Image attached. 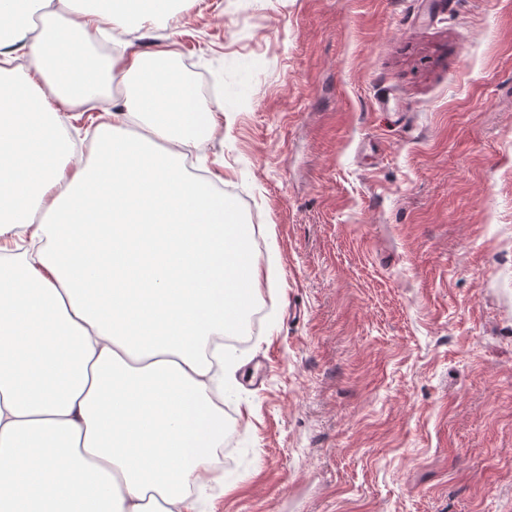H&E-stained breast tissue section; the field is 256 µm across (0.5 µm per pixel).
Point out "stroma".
<instances>
[{
    "label": "stroma",
    "instance_id": "stroma-1",
    "mask_svg": "<svg viewBox=\"0 0 512 512\" xmlns=\"http://www.w3.org/2000/svg\"><path fill=\"white\" fill-rule=\"evenodd\" d=\"M262 316L199 512H512V0H195Z\"/></svg>",
    "mask_w": 512,
    "mask_h": 512
}]
</instances>
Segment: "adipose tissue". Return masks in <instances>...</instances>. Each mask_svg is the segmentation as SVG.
<instances>
[{"label": "adipose tissue", "instance_id": "1", "mask_svg": "<svg viewBox=\"0 0 512 512\" xmlns=\"http://www.w3.org/2000/svg\"><path fill=\"white\" fill-rule=\"evenodd\" d=\"M51 2L0 0V239L42 241L0 254V512H197L224 445L223 339L261 277L254 255L236 276L254 225L185 167L222 105L143 55L83 49L189 0H69L62 24ZM56 100L99 109L92 159Z\"/></svg>", "mask_w": 512, "mask_h": 512}]
</instances>
